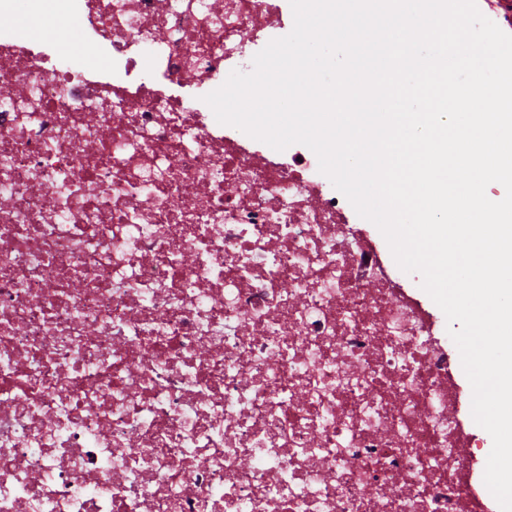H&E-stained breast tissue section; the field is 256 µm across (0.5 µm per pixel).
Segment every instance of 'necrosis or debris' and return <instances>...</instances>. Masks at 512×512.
Here are the masks:
<instances>
[{"label": "necrosis or debris", "mask_w": 512, "mask_h": 512, "mask_svg": "<svg viewBox=\"0 0 512 512\" xmlns=\"http://www.w3.org/2000/svg\"><path fill=\"white\" fill-rule=\"evenodd\" d=\"M0 512H477L451 349L300 145L204 95L285 0H0ZM21 27H25L27 32H22ZM0 34L24 43H36L40 39L50 37L51 28L45 20L38 22L21 16L13 21L2 22L0 20ZM84 26L80 19H73L67 35L57 44V51L63 54H76L84 45Z\"/></svg>", "instance_id": "1"}]
</instances>
